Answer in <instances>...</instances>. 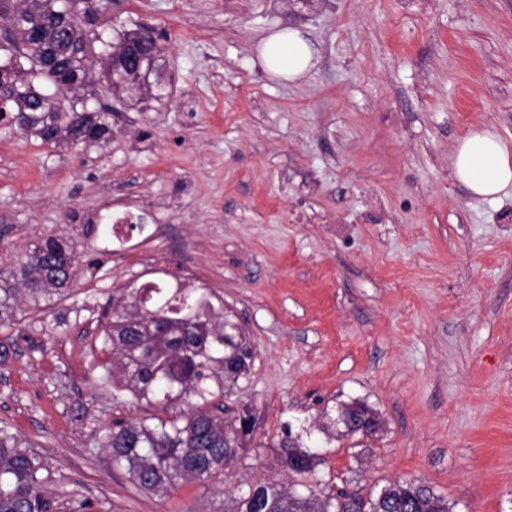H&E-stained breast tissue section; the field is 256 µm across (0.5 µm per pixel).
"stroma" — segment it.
Here are the masks:
<instances>
[{"label":"stroma","mask_w":512,"mask_h":512,"mask_svg":"<svg viewBox=\"0 0 512 512\" xmlns=\"http://www.w3.org/2000/svg\"><path fill=\"white\" fill-rule=\"evenodd\" d=\"M153 27L163 99L117 104L102 148L0 133V272L40 238L81 253L65 302L20 290L0 327V426L39 454L52 497L105 512H214L247 482L290 485L270 444L361 400L383 429L332 442L318 477L419 480L452 512H512V195L470 194L469 130L512 140V0H104ZM318 48L294 83L257 45L284 28ZM128 223H99L110 198ZM223 296L254 345L224 417H255L224 475L137 493L93 435L162 408L112 396L89 307L128 282Z\"/></svg>","instance_id":"35a3bbf8"}]
</instances>
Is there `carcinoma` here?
I'll use <instances>...</instances> for the list:
<instances>
[{
	"mask_svg": "<svg viewBox=\"0 0 512 512\" xmlns=\"http://www.w3.org/2000/svg\"><path fill=\"white\" fill-rule=\"evenodd\" d=\"M90 0H0V131L14 128L46 145L105 146L112 139V107H88L79 91L99 85L120 101L140 103L160 84V52L150 44L152 29L130 20L117 26L100 20ZM143 46L138 70L127 60ZM104 64L87 65L91 56ZM81 254L48 236L26 254L11 278L37 297L68 296ZM8 279L0 278V327L20 322ZM101 343L112 353L115 391L134 403L162 405L169 417L150 415L102 428L94 437L112 456L114 468L145 495L163 496L181 483H207L240 459L251 415L228 423L216 413L219 401L250 373V340L224 297L209 288H167L145 282L117 288L97 319ZM314 430L295 433L284 424L272 447L278 462L301 480L302 490L276 482L246 483L225 512H451L448 501L417 481L392 480L380 489L351 491L311 482L326 465L319 442L374 439L379 414L366 403H342L325 411ZM323 440L313 437V431ZM55 477L43 458L21 446L0 427V512H99L89 500L59 503L48 492Z\"/></svg>",
	"mask_w": 512,
	"mask_h": 512,
	"instance_id": "cac0c4a2",
	"label": "carcinoma"
}]
</instances>
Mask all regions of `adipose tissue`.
Returning <instances> with one entry per match:
<instances>
[{
	"label": "adipose tissue",
	"instance_id": "obj_1",
	"mask_svg": "<svg viewBox=\"0 0 512 512\" xmlns=\"http://www.w3.org/2000/svg\"><path fill=\"white\" fill-rule=\"evenodd\" d=\"M259 57L266 72L294 82L315 65L317 50L297 29L275 32L261 39ZM455 176L473 194L488 198L512 189V141L492 127L471 130L458 144Z\"/></svg>",
	"mask_w": 512,
	"mask_h": 512
}]
</instances>
